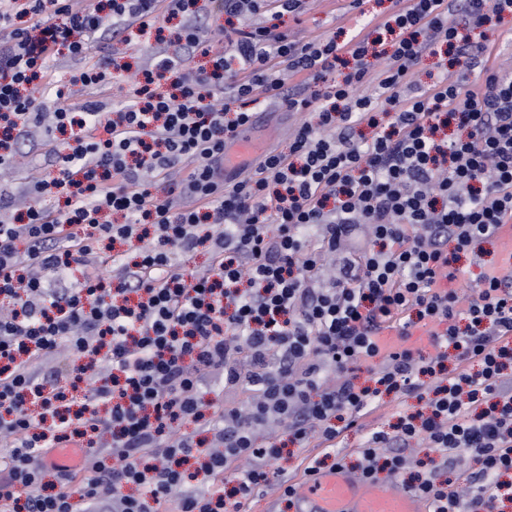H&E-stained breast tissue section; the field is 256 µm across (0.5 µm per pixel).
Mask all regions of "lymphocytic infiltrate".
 <instances>
[{
	"label": "lymphocytic infiltrate",
	"mask_w": 512,
	"mask_h": 512,
	"mask_svg": "<svg viewBox=\"0 0 512 512\" xmlns=\"http://www.w3.org/2000/svg\"><path fill=\"white\" fill-rule=\"evenodd\" d=\"M192 4L0 0V169L33 130L72 133L56 174L27 179L63 206L11 215L0 184V512H242L273 484L288 503L295 483L269 469L284 452L272 422L293 443L317 440L313 472L394 392L428 411L368 432L360 477L412 473L405 489L430 512H499L512 501V271H484L466 295L453 283L456 254L512 222V73L463 34L512 16V0H404L372 20L396 34L389 53L360 27L339 43L266 25L269 13L300 19L309 0H221L219 28ZM162 13L186 21L121 108L29 93L53 89L58 56L151 34ZM441 44L456 79L415 84ZM347 57L353 71L335 80ZM287 74L324 88L292 92ZM263 97L305 118L286 148L225 178L224 149ZM363 231L366 248L324 276L323 258ZM201 246L210 264L188 269ZM73 270L81 281L60 286ZM418 325L433 354L408 346ZM62 347L65 386L37 371ZM214 370L245 406L203 402ZM415 442L437 453L416 473ZM70 445L80 467L48 469ZM464 458L465 489L438 481Z\"/></svg>",
	"instance_id": "f902f5d3"
}]
</instances>
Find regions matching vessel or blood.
Masks as SVG:
<instances>
[{
	"label": "vessel or blood",
	"instance_id": "vessel-or-blood-1",
	"mask_svg": "<svg viewBox=\"0 0 512 512\" xmlns=\"http://www.w3.org/2000/svg\"><path fill=\"white\" fill-rule=\"evenodd\" d=\"M296 512H429L428 502L392 484L380 485L338 469L304 477Z\"/></svg>",
	"mask_w": 512,
	"mask_h": 512
}]
</instances>
